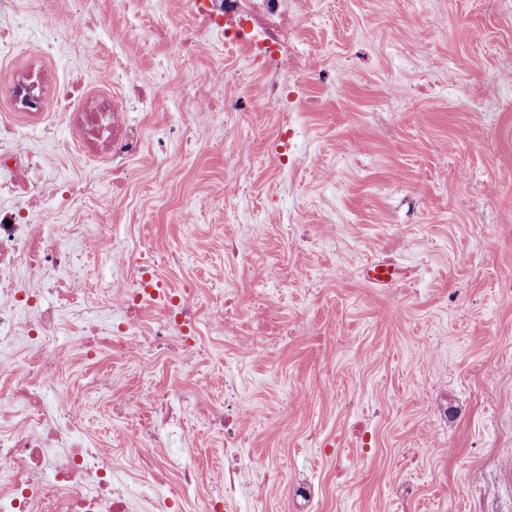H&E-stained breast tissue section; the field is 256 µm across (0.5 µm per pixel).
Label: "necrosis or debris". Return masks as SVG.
Instances as JSON below:
<instances>
[{"instance_id":"4bbe7bcc","label":"necrosis or debris","mask_w":512,"mask_h":512,"mask_svg":"<svg viewBox=\"0 0 512 512\" xmlns=\"http://www.w3.org/2000/svg\"><path fill=\"white\" fill-rule=\"evenodd\" d=\"M187 3L196 29L180 38V49L191 52L198 36L212 32L247 42L271 62L260 93L247 97L251 110L275 113L287 133L301 135L299 109L286 106L285 90L291 76L308 65L296 49L295 27L311 0ZM57 85L61 114L80 131L73 153L97 160L113 185L124 187L145 148L142 125L118 99L88 96L72 80L61 79ZM9 91L15 110L0 114V352L20 347L26 356L0 384V512H129L128 488L113 474L111 457L93 442L78 440L80 412L62 396L69 378L60 336L71 335L90 361L104 349L122 358L135 346L173 356L184 377L207 356L195 336L199 321L208 320L224 335H238L237 304L229 294L220 304L203 302L189 283L165 287L144 255L109 239L102 261L135 268L138 274L113 286L123 309L115 325L103 328L89 320L80 286L85 254L74 247L72 237L109 238L110 203L98 200L92 223L64 234L53 231L48 213L67 206L80 187L47 179L42 156L22 145L37 128L21 127L17 119L40 117V89L20 74ZM145 310L156 314L146 332L138 327ZM183 398L180 384L160 389L146 381L135 399L113 409L135 422L136 442L157 445L179 425L177 403Z\"/></svg>"}]
</instances>
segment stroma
Wrapping results in <instances>:
<instances>
[{
	"instance_id": "obj_1",
	"label": "stroma",
	"mask_w": 512,
	"mask_h": 512,
	"mask_svg": "<svg viewBox=\"0 0 512 512\" xmlns=\"http://www.w3.org/2000/svg\"><path fill=\"white\" fill-rule=\"evenodd\" d=\"M20 2L33 16L35 0ZM91 8L95 40L70 43L69 23L53 21L61 45L51 57L34 51L43 23L33 16L30 31L16 34L10 68L0 67V85L9 69L37 64L108 94L113 58L137 61L156 86L150 110L136 113L149 148L113 203L114 236L151 252L170 287L195 281L206 301L232 291L242 317L259 307L290 329L249 353L200 323L210 359L183 389L220 409L233 387L248 439L226 457L223 437L193 420L185 435L149 449L161 460L181 455L197 472L171 512H202L231 466L241 486L229 512H289L302 475L322 490L317 512H475L481 497L512 512V0H312L296 28L310 62L301 96L313 105L303 115L309 162L299 179L275 165L277 116L246 119L241 162L213 149L224 131L200 111L189 120L190 142L171 145L177 164L148 215L159 163L150 145L181 110L169 82L224 71L206 92L229 104L258 89L262 69L249 67L246 47L216 34L200 37L193 55L156 54L157 30L174 42L191 26L182 0H92ZM382 15L393 28L377 25ZM417 21L420 36L407 37ZM490 98L494 107L483 110ZM57 99L48 89L47 128L31 147L52 178L89 189L53 223L88 224L95 195H111L112 185L95 163L65 153L70 134ZM219 192L229 208L215 203ZM188 200L201 215L190 230L176 219ZM298 210L310 220L309 241L290 244L287 224ZM225 238L257 241L258 267L225 265ZM393 241L410 273L380 288L363 269ZM66 358V400L82 409L90 440L122 452L116 474L130 481L147 449L80 380L108 373L116 393L131 395L144 377L168 385L171 360L136 351L90 363L72 349ZM440 393L448 396L444 426L430 416ZM362 420L372 435L366 454L353 435ZM407 481L412 496L395 498Z\"/></svg>"
}]
</instances>
